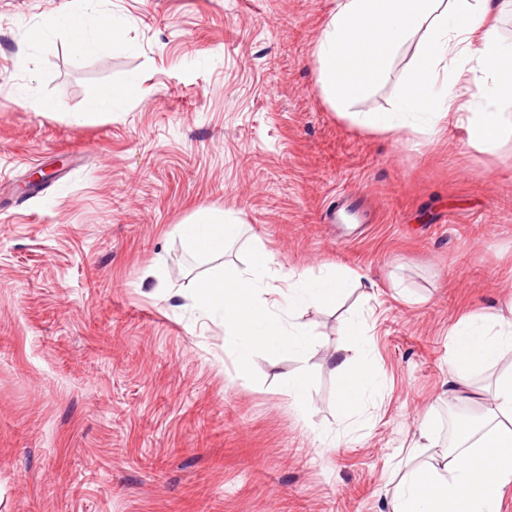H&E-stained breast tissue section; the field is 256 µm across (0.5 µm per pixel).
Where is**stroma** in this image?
<instances>
[{"instance_id":"stroma-1","label":"stroma","mask_w":512,"mask_h":512,"mask_svg":"<svg viewBox=\"0 0 512 512\" xmlns=\"http://www.w3.org/2000/svg\"><path fill=\"white\" fill-rule=\"evenodd\" d=\"M336 2L103 0L125 43L75 63L66 36L26 33L77 0H0V512H387L424 415L441 453L454 412L477 417L449 401L448 333L512 303V139L340 117L313 58ZM417 44L356 111L395 110ZM126 81L139 99L74 122L89 88ZM37 168L54 177L34 192ZM200 208L247 224L223 261L263 245L277 286L326 263L358 276L304 312L307 359L259 354L238 377L223 328L186 308L212 264L176 227ZM355 316L378 377L365 422L335 399ZM302 369L301 411L283 386Z\"/></svg>"}]
</instances>
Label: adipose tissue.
Segmentation results:
<instances>
[{"label": "adipose tissue", "mask_w": 512, "mask_h": 512, "mask_svg": "<svg viewBox=\"0 0 512 512\" xmlns=\"http://www.w3.org/2000/svg\"><path fill=\"white\" fill-rule=\"evenodd\" d=\"M77 10L48 15L28 35L30 47L64 33L74 62L98 54L125 38L123 22L81 0ZM512 0H337L315 46L319 81L327 102L356 126L378 132L419 122L436 133L441 123L466 128L486 151L512 137V47L499 36L498 22ZM418 50L396 111L356 112L352 106L384 80L393 56L410 40ZM482 78L467 97L453 93L466 74ZM137 84H99L85 98L76 122L114 112L136 98ZM177 231L195 256L215 259L239 238L242 227L218 209L193 213ZM451 395L461 398L475 369L498 364L512 354V308L475 312L451 330ZM336 404L356 413L377 385L369 366L343 353L333 356ZM512 482V368L499 373L476 422L458 425L455 447L429 466L411 467L390 499V512H501L504 489Z\"/></svg>", "instance_id": "1"}]
</instances>
